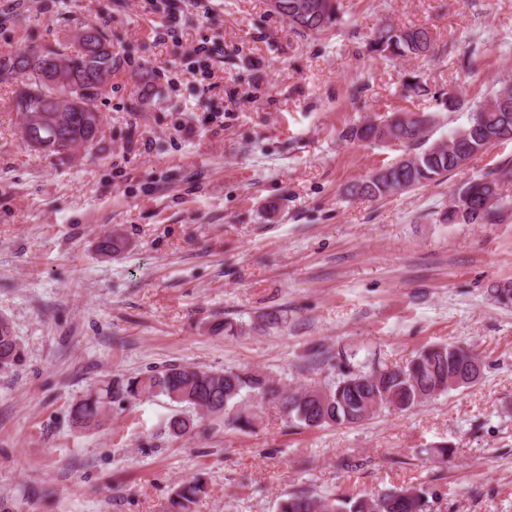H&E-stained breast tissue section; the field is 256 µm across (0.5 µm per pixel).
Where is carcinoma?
<instances>
[{"label":"carcinoma","mask_w":512,"mask_h":512,"mask_svg":"<svg viewBox=\"0 0 512 512\" xmlns=\"http://www.w3.org/2000/svg\"><path fill=\"white\" fill-rule=\"evenodd\" d=\"M298 33L318 34L340 20L339 3L332 0L316 11L286 12ZM77 49L60 43L47 50H25L0 56V83L25 77L20 65L35 58L43 61L51 56L65 57L69 72L84 81L82 98L85 112H64L58 131L40 130L58 145L56 154L73 149V144L86 138L89 115L97 111L96 101L102 95L93 77L103 70L112 73L114 51L91 60L84 44L76 41ZM369 52L384 58L428 56L433 50L430 32L422 27H378L368 42ZM35 82H22L13 97V108L21 113L32 103L43 104L47 96L31 94ZM435 117L428 113L397 112L382 122L368 121L344 132V137L359 141L400 144L412 150L395 163L381 167L366 179L347 187L351 196L381 199L401 194L417 187L439 182L450 173L463 168L473 157L494 144L512 138V79L500 83L494 93L474 106L468 123L439 141L422 147ZM512 179V167H502L471 178L454 193L457 202L448 207L440 220L448 224H495L505 206L501 188ZM344 363L341 378L329 386L286 389L263 373L248 370L221 371L173 364L157 374L145 377L103 380L88 389L87 394L72 409V421L82 429L99 428L115 404L164 396L178 405L192 407L224 424L241 430L252 429L260 419L258 403H276L296 427L320 428L351 426L371 418L382 408L408 411L445 394L474 385L480 381L475 363L478 356L470 349L448 344H435L418 351L403 366L389 367L371 362L359 369L350 366L352 355L338 353ZM19 360V348L9 323L0 320V366ZM257 404L245 408V402ZM193 427V419L176 413L167 421L171 435L179 437ZM206 494V484L196 477L176 490L169 500L168 512H195L198 500ZM429 493L419 487L392 489L376 495L356 497L290 493L281 499L277 512H429Z\"/></svg>","instance_id":"obj_1"}]
</instances>
